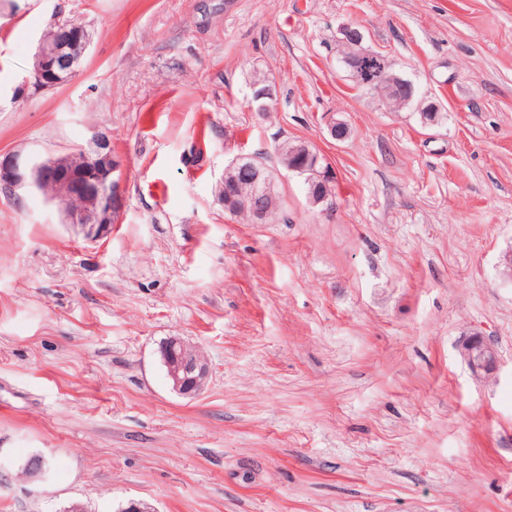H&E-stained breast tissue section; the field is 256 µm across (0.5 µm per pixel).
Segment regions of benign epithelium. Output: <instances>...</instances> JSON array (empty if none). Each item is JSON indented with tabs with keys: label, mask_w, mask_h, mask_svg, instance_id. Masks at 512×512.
Here are the masks:
<instances>
[{
	"label": "benign epithelium",
	"mask_w": 512,
	"mask_h": 512,
	"mask_svg": "<svg viewBox=\"0 0 512 512\" xmlns=\"http://www.w3.org/2000/svg\"><path fill=\"white\" fill-rule=\"evenodd\" d=\"M342 42L350 46L349 59L358 72L360 84L375 91L385 102L393 98V88L403 83V78H392V87L381 84V75L388 71L390 62L376 52L361 48V31L350 25L340 29ZM92 37L85 28L64 30L60 47L40 44L34 58L35 75L43 82L52 75L63 72L70 76L77 73L89 53ZM119 162L112 155V142L108 133L95 129L89 145L77 153L62 151L41 157L19 151L0 153V189L15 196L20 191H33L45 185L61 186L72 200V206L61 208L70 224H80L89 229L104 228L115 223L121 210L119 181L112 174ZM458 350L469 368L476 374L493 376L498 369V353L494 345L479 335L466 336L458 343ZM172 390L185 396L200 393L207 381L208 367L201 350L178 336L169 337L159 349ZM46 459L32 457L25 467V474L34 480L45 479Z\"/></svg>",
	"instance_id": "1"
}]
</instances>
